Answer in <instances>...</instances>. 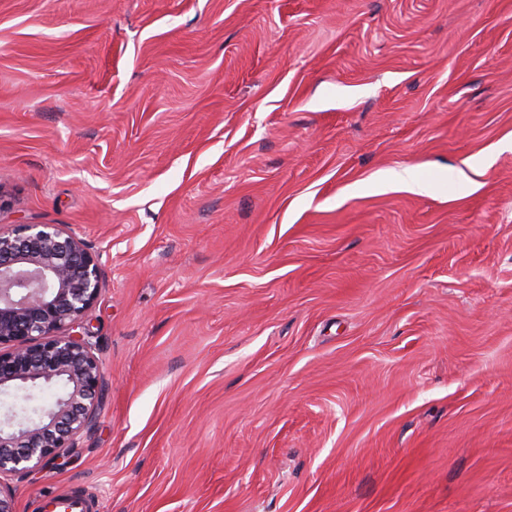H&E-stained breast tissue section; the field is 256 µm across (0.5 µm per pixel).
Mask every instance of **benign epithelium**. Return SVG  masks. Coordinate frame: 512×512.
<instances>
[{"label":"benign epithelium","mask_w":512,"mask_h":512,"mask_svg":"<svg viewBox=\"0 0 512 512\" xmlns=\"http://www.w3.org/2000/svg\"><path fill=\"white\" fill-rule=\"evenodd\" d=\"M100 284L96 256L62 225L0 231V392L63 388L35 420L0 419V476L46 466L95 426L103 373L83 317Z\"/></svg>","instance_id":"obj_1"}]
</instances>
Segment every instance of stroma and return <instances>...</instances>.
I'll list each match as a JSON object with an SVG mask.
<instances>
[{"mask_svg":"<svg viewBox=\"0 0 512 512\" xmlns=\"http://www.w3.org/2000/svg\"><path fill=\"white\" fill-rule=\"evenodd\" d=\"M17 224L104 387L15 512H512V0H0ZM378 180L384 184H399L415 191H424L425 186L417 179L413 168L405 167L401 171H383ZM40 508L43 512H88L87 502L73 495L45 498Z\"/></svg>","mask_w":512,"mask_h":512,"instance_id":"obj_1","label":"stroma"}]
</instances>
